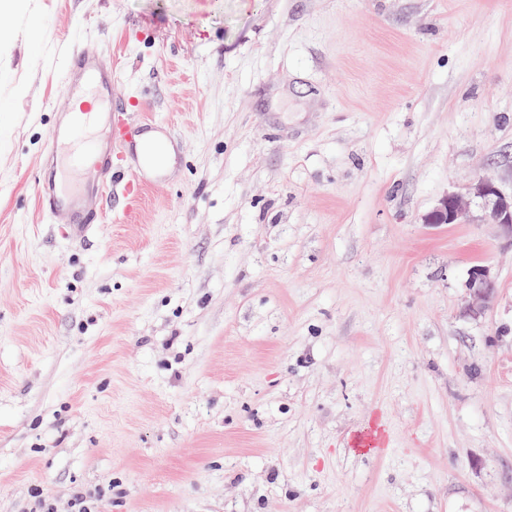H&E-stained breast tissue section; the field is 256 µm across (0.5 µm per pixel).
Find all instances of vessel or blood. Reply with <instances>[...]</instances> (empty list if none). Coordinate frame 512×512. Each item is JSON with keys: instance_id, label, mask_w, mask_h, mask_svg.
<instances>
[{"instance_id": "obj_1", "label": "vessel or blood", "mask_w": 512, "mask_h": 512, "mask_svg": "<svg viewBox=\"0 0 512 512\" xmlns=\"http://www.w3.org/2000/svg\"><path fill=\"white\" fill-rule=\"evenodd\" d=\"M66 96L55 105L58 119L46 132L49 152L39 162L37 196L50 223L67 225L71 236L83 237L97 226V211L86 209L88 194L107 198L120 194L136 210L147 183L146 172L158 169L163 147L141 139L147 119L125 121L127 106L112 102V64L77 48L62 52ZM106 118L108 139L94 130ZM138 146L135 166H127V148Z\"/></svg>"}]
</instances>
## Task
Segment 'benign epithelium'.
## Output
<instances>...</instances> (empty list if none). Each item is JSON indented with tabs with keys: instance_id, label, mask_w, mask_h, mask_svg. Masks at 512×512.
Here are the masks:
<instances>
[{
	"instance_id": "1",
	"label": "benign epithelium",
	"mask_w": 512,
	"mask_h": 512,
	"mask_svg": "<svg viewBox=\"0 0 512 512\" xmlns=\"http://www.w3.org/2000/svg\"><path fill=\"white\" fill-rule=\"evenodd\" d=\"M482 210V220L500 227L503 235L512 240V192H504L495 182L478 177L463 191H450L428 213V224H463L474 221V207ZM469 310L475 315L484 313L497 289L492 269L484 264L472 265L465 281Z\"/></svg>"
}]
</instances>
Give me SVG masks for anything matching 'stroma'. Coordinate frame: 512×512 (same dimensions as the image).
Listing matches in <instances>:
<instances>
[{
    "label": "stroma",
    "mask_w": 512,
    "mask_h": 512,
    "mask_svg": "<svg viewBox=\"0 0 512 512\" xmlns=\"http://www.w3.org/2000/svg\"><path fill=\"white\" fill-rule=\"evenodd\" d=\"M0 47V512H512V0H25ZM174 159L68 237L45 59ZM498 282L468 312V268ZM476 205L482 210V221L498 225L512 243V191L506 193L495 182L483 177L474 179L465 191H448L428 213L426 223H472Z\"/></svg>",
    "instance_id": "obj_1"
}]
</instances>
